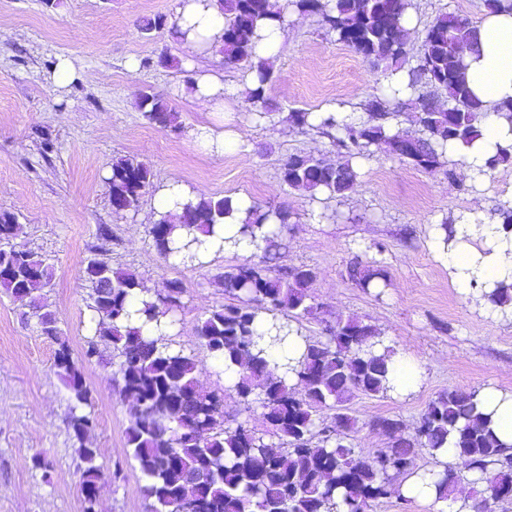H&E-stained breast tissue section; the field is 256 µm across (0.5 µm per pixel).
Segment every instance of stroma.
Masks as SVG:
<instances>
[{
	"instance_id": "stroma-1",
	"label": "stroma",
	"mask_w": 512,
	"mask_h": 512,
	"mask_svg": "<svg viewBox=\"0 0 512 512\" xmlns=\"http://www.w3.org/2000/svg\"><path fill=\"white\" fill-rule=\"evenodd\" d=\"M409 3L414 47L438 14L475 24L484 14L483 0ZM155 15L174 17V0H63L53 11L41 0H0V210L16 216L20 243L54 268L45 297L74 359L82 360L97 330L84 280L89 260L131 270L147 286L181 281L173 346L198 360L205 389H224L226 420L266 430L260 412L246 411L225 390L222 369L196 335L198 319L230 301L217 276L251 255L222 253L192 267L161 259L146 233L154 221L153 192L129 214H115L110 204L112 161L132 155L150 167L155 187L176 176L208 196L243 195L287 208L291 218L268 265L313 269L311 291L321 313L305 321L304 334L326 339V325L355 316L417 361L424 381L405 399L360 395L350 402L357 425L348 440L362 455L389 441L375 425L378 418H398L411 433L441 392L489 384L512 390V321L486 314L460 294L428 247L432 225L477 210L490 214L501 186L512 183V165L478 182L453 157L426 171L379 151L357 158V192L342 200L311 199L282 182L283 160L293 153L331 161L339 155L317 130L289 122V112H361L379 94L380 73L327 35L318 17L299 16L275 56L270 99L277 111L255 119L242 99L232 114V127L252 146L249 159L232 150L209 155L191 135L209 117L186 85L216 63L170 29L143 34L141 20ZM162 55L178 59L179 67L158 65ZM63 57L73 61L76 76L59 88L50 76ZM143 92L168 100L179 114L178 129L143 118L136 107ZM356 258L384 269L386 287L359 288L348 275ZM99 349L100 357L83 365L94 397L88 443L98 448L104 474L96 512H152L154 501L126 446L132 402L110 384L111 347ZM54 351L35 319L0 292V512H83L77 444L68 426L74 402L54 369ZM36 454L46 468H33Z\"/></svg>"
}]
</instances>
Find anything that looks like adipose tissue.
I'll use <instances>...</instances> for the list:
<instances>
[{"label":"adipose tissue","instance_id":"obj_1","mask_svg":"<svg viewBox=\"0 0 512 512\" xmlns=\"http://www.w3.org/2000/svg\"><path fill=\"white\" fill-rule=\"evenodd\" d=\"M178 17L176 35L182 42L217 55L224 39V16L215 0H174ZM475 45L465 48L468 80L474 93L486 104L512 99V13L486 15L476 26ZM194 98L215 117V124H200L193 131L195 143L206 153L220 155L232 149L248 153L239 133L225 129L222 120L238 86L224 84L216 74L204 73L193 81ZM512 144V123L488 114L479 125L478 137L468 145L449 144L447 155L465 162V172L477 176L498 148ZM430 247L448 268L459 292L475 293L477 285L512 284V227L488 218L465 216L456 224L455 235L445 239L433 229ZM479 408L492 420L498 438L512 445V392L485 387L476 395Z\"/></svg>","mask_w":512,"mask_h":512}]
</instances>
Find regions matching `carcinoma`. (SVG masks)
<instances>
[{
  "label": "carcinoma",
  "instance_id": "cac0c4a2",
  "mask_svg": "<svg viewBox=\"0 0 512 512\" xmlns=\"http://www.w3.org/2000/svg\"><path fill=\"white\" fill-rule=\"evenodd\" d=\"M224 14V66L242 67L256 75V86L246 91L250 111L264 117L271 111L269 87L274 81L271 59L254 53L257 29L267 21H284V9L314 15L322 26L369 64L383 73L407 69L410 97H374L364 104L367 120L344 123L330 113L315 120V113L293 110L288 121L327 135L347 150L343 163L293 154L283 161L281 180L290 188L327 200L343 199L358 188L352 159L384 149L398 159L424 170L440 167L451 142L470 144L478 137L476 124L487 114L483 101L469 86L467 65L461 55L476 39V27L467 19L440 14L429 25L418 49L417 63L409 65L407 32L399 24L407 0H217ZM445 94L434 103L424 92ZM407 103L417 110L419 137H404L392 123L396 107ZM137 108L151 124L176 128L179 114L157 94L145 93ZM152 184L151 169L134 156L112 160L108 178L112 202L126 213L139 207ZM232 197L202 196L179 216L162 214L146 227L159 255L203 245L200 236L216 235V226L234 218ZM290 213L284 208L247 210L236 235L224 239L232 247L249 240L259 265H241L219 276L224 293L237 300L201 317L196 334L223 371L235 374L230 388L246 409H259L277 441L239 423L224 425V393L199 385L194 356L169 342L173 313L181 307L182 283L174 280L166 291L147 297L138 275L108 264L88 261L84 280L90 289L91 308L98 318V336L117 353L113 388L134 399L126 428L145 491L154 499V512H175L190 499L191 512H369L374 504L395 497L406 500L402 482L413 474L421 452L437 456L453 441L465 458L471 478L448 464L423 473L445 502L457 485L468 480L480 487L472 512L490 504L512 503V451L502 443L474 401L476 391L448 390L429 402L413 434L403 432L397 418L383 417L376 424L390 432V442L365 457L348 441L356 426L348 404L358 394L389 392L388 361L394 349L378 330L357 318L336 321L325 330L328 339L302 334V322L317 318L319 306L310 293L314 273L301 266L278 275L265 266L276 248L273 223L281 228ZM19 224L14 214L0 212V290L26 302L41 335L57 345L54 367L70 390L75 407L92 405L81 367L48 309L43 291L53 278L52 266L36 251L16 242ZM349 275L361 288H380L382 269L359 260L350 263ZM482 298L500 308L512 305V285L497 284ZM302 337L297 358L282 350L288 336ZM332 411L329 423L319 427L318 412ZM89 414L70 420L78 441L85 512H94L103 474L97 449L85 438L93 426ZM320 445L311 446L314 435Z\"/></svg>",
  "mask_w": 512,
  "mask_h": 512
}]
</instances>
